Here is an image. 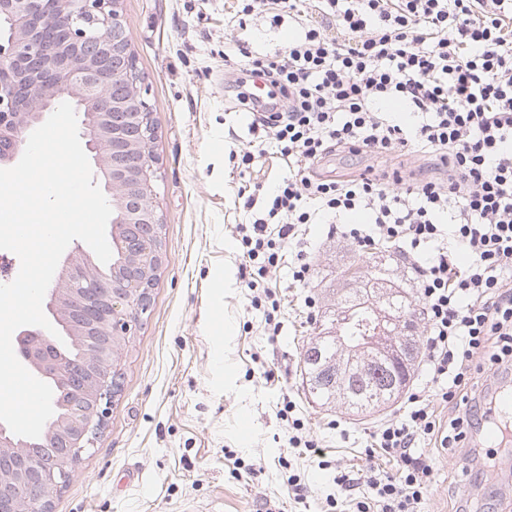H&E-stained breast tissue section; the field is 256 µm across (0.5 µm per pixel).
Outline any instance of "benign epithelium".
Returning <instances> with one entry per match:
<instances>
[{
  "label": "benign epithelium",
  "mask_w": 512,
  "mask_h": 512,
  "mask_svg": "<svg viewBox=\"0 0 512 512\" xmlns=\"http://www.w3.org/2000/svg\"><path fill=\"white\" fill-rule=\"evenodd\" d=\"M120 0H0V168L23 155L29 135L67 100L80 114L79 137L93 181L113 197L114 261L95 287V264L75 251L46 292L52 324L76 350L46 346L48 331L18 328L17 358L66 394L38 443L0 422V512H51L104 425L118 389L116 346L134 335L149 308L161 262L162 219L150 149L154 107L145 97L119 11ZM112 76L107 100L104 78ZM371 345L389 367L408 373L415 350L387 337Z\"/></svg>",
  "instance_id": "obj_1"
}]
</instances>
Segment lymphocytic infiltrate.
I'll return each mask as SVG.
<instances>
[{
	"label": "lymphocytic infiltrate",
	"mask_w": 512,
	"mask_h": 512,
	"mask_svg": "<svg viewBox=\"0 0 512 512\" xmlns=\"http://www.w3.org/2000/svg\"><path fill=\"white\" fill-rule=\"evenodd\" d=\"M270 3L273 23L294 21L298 38L271 56L224 60L225 70L268 83L264 100L244 89L237 97L288 162L240 230L247 285L267 277L303 224L333 223L359 247L382 238L408 248L427 319L428 380L374 435L395 474L369 466L336 484L349 490L352 512H422L435 470L420 444L456 448L491 424L477 358L512 369V0H241V12L258 16ZM391 102L413 123L392 119ZM340 150L430 153L448 176L383 178L368 167L321 178L315 165ZM354 213L367 223H346ZM448 237L466 264L444 248ZM436 400L462 415L441 422Z\"/></svg>",
	"instance_id": "obj_1"
}]
</instances>
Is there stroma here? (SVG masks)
Returning a JSON list of instances; mask_svg holds the SVG:
<instances>
[{"label":"stroma","instance_id":"35a3bbf8","mask_svg":"<svg viewBox=\"0 0 512 512\" xmlns=\"http://www.w3.org/2000/svg\"><path fill=\"white\" fill-rule=\"evenodd\" d=\"M237 10V0L121 2L130 50L155 107L161 263L149 310L120 364L121 391L52 512H322L326 498L340 493L338 474L366 464L396 471L373 435L399 418L403 402L356 416L315 403L302 375L304 347L344 286L341 269L368 260L372 248L329 235L324 224L301 225L300 249L314 277L307 287L295 282L300 249H283L264 282L280 305L274 336L266 306L253 305L242 280L239 228L251 220L244 202L261 198L288 167L235 100L224 57L237 55L241 39L254 56L274 55L299 29L266 17L242 27ZM251 143L264 151L245 166L239 153ZM369 165L379 173L430 167L412 155L345 152L326 157L317 172L349 177ZM309 295L315 308L304 304ZM296 419L302 438L318 442L325 458L289 444ZM477 453L474 444L424 448L436 473L425 512H512V449L488 448L499 464L494 482L477 469L463 473V459ZM295 478L306 486L303 497L291 486Z\"/></svg>","mask_w":512,"mask_h":512}]
</instances>
